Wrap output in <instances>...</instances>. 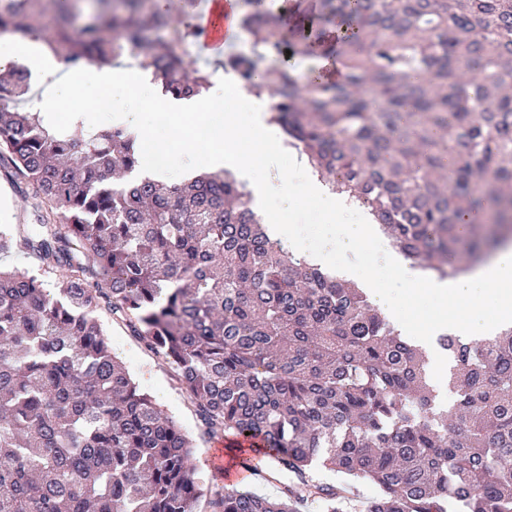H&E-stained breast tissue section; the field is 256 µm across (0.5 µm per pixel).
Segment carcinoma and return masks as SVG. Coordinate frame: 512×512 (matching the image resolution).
Here are the masks:
<instances>
[{"mask_svg":"<svg viewBox=\"0 0 512 512\" xmlns=\"http://www.w3.org/2000/svg\"><path fill=\"white\" fill-rule=\"evenodd\" d=\"M244 6L252 54L220 66L271 89L287 139L402 253L451 277L512 234V0H315L343 80L313 67L303 85L288 59L314 56L312 30L280 33L288 0ZM0 34L73 68L134 58L179 97L211 85L181 49L196 26L160 0H0ZM34 97L27 69L0 77V164L43 211L31 233L0 226V254L36 259L0 268V512H197L205 496L193 439L112 353L103 304L176 366L203 436L259 438L239 449L249 468L289 478L276 498L226 488L212 512H345L348 485L317 470L374 485L361 512H512L511 328L439 337L441 407L424 354L272 239L233 174L117 182L139 136L53 125Z\"/></svg>","mask_w":512,"mask_h":512,"instance_id":"obj_1","label":"carcinoma"}]
</instances>
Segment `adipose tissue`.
I'll use <instances>...</instances> for the list:
<instances>
[{"label":"adipose tissue","instance_id":"1","mask_svg":"<svg viewBox=\"0 0 512 512\" xmlns=\"http://www.w3.org/2000/svg\"><path fill=\"white\" fill-rule=\"evenodd\" d=\"M17 60L50 77L41 104L66 108L68 121L80 120L93 128L104 122L126 123L132 113L148 112L164 114L167 123L178 129L186 125L206 129L204 151L193 147L181 151L183 172L202 165L212 171H233L261 209L292 202L279 160L269 152L278 144L279 132L266 124L263 113L249 109L251 95L242 87L235 85L227 91L219 85L211 95L195 102L166 100L157 95L150 75L142 69L123 64L77 70L35 40L0 36V70L9 69ZM228 92L242 103V111L211 112L213 100L223 99ZM102 98L112 101L113 111L91 110V103ZM306 189L329 215L328 223L316 230L321 247L307 250L302 228L293 224L271 225L272 236L297 257L321 268L335 266L337 278L357 283L401 335L428 353L439 372H447L448 358L436 344L438 336L449 333L489 340L498 329L512 325V242L498 248L488 261L455 277H429L421 268L411 266L391 240L376 231L355 198L311 183ZM407 304L415 306L419 314L429 315L425 332H418L405 319L403 307Z\"/></svg>","mask_w":512,"mask_h":512}]
</instances>
